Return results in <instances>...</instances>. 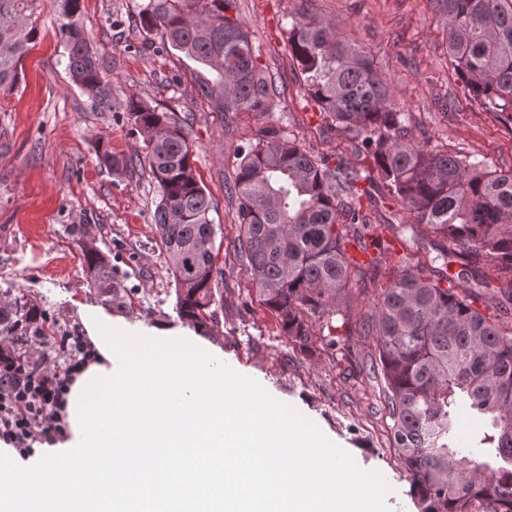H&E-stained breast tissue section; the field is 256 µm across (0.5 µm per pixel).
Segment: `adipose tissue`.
<instances>
[{
  "mask_svg": "<svg viewBox=\"0 0 512 512\" xmlns=\"http://www.w3.org/2000/svg\"><path fill=\"white\" fill-rule=\"evenodd\" d=\"M81 319L98 358L71 385L67 437L27 458L0 440V512H98L104 500L121 505V512H170L173 459L220 461L225 448L246 447L270 433L274 451L255 459L256 470L288 503L313 495L279 460L291 444L314 445L315 433L289 424L281 404L263 399L257 416L225 429L227 399L237 395L238 383L225 376L224 356L212 343L162 331L131 333L113 326L102 310ZM126 448L139 449L137 466L150 488L139 498L125 481H101L122 467Z\"/></svg>",
  "mask_w": 512,
  "mask_h": 512,
  "instance_id": "obj_1",
  "label": "adipose tissue"
}]
</instances>
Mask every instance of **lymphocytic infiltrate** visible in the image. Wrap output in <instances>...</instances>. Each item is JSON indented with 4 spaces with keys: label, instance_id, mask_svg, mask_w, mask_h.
Instances as JSON below:
<instances>
[{
    "label": "lymphocytic infiltrate",
    "instance_id": "f902f5d3",
    "mask_svg": "<svg viewBox=\"0 0 512 512\" xmlns=\"http://www.w3.org/2000/svg\"><path fill=\"white\" fill-rule=\"evenodd\" d=\"M57 344V356H43L30 369L15 368L0 375V440L23 456L32 454L35 444L62 437L60 408L69 379L90 357L79 334L61 336Z\"/></svg>",
    "mask_w": 512,
    "mask_h": 512
}]
</instances>
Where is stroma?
<instances>
[{
    "label": "stroma",
    "mask_w": 512,
    "mask_h": 512,
    "mask_svg": "<svg viewBox=\"0 0 512 512\" xmlns=\"http://www.w3.org/2000/svg\"><path fill=\"white\" fill-rule=\"evenodd\" d=\"M141 2L81 0L80 21L104 62V105L71 81L54 0L39 2L36 40L19 82L0 92V300L24 296L62 333L80 329L90 308L108 310L114 325L130 331L186 329L153 223L160 196L125 104L136 97L175 114L187 124L192 162L214 203L216 262L224 270V304L200 337L223 350L225 373L236 374L246 392L275 399L297 421L313 425L325 446L339 450L348 474L336 489L341 500L368 482L374 490L361 497L363 512H419L393 447L383 376L356 373L360 362L378 357L374 337L359 328L375 312L370 293L352 282L350 335L330 345L325 318L313 317L317 351L301 353L259 304L234 253L238 200L224 185L234 176L241 133L264 126L291 131L313 154L371 167L352 134L329 128L288 54V25L306 8L370 56L391 103L408 113L416 139L507 172L512 123L469 92L448 57L433 0H236L261 63L283 85L275 112L260 118L243 112L228 122L201 95L195 63L141 27ZM105 150L140 162L134 172L114 174L99 163ZM74 224L96 226L93 244L125 287L122 308L107 307L89 287L83 246L70 233Z\"/></svg>",
    "instance_id": "35a3bbf8"
}]
</instances>
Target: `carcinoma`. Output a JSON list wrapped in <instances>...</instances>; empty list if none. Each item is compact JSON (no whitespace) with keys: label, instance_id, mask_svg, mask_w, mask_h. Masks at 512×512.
<instances>
[{"label":"carcinoma","instance_id":"carcinoma-1","mask_svg":"<svg viewBox=\"0 0 512 512\" xmlns=\"http://www.w3.org/2000/svg\"><path fill=\"white\" fill-rule=\"evenodd\" d=\"M37 0H0V92L13 90L36 37L29 19ZM71 80L102 99V63L79 22L81 0H56ZM445 21L448 56L470 92L489 111L512 121V0H435ZM231 0H144L141 25L194 61L202 95L214 110L264 115L278 106L274 75L258 62L245 24L228 15ZM288 50L308 87L338 131L353 130L375 164L387 199L406 208L412 224H375L361 199L370 175L302 148L284 128L261 127L235 148L241 233L234 248L261 304L301 352L315 351L311 318L328 331L351 326L348 286L365 281L380 290L375 336L394 447L410 476L409 494L422 512H512V328L475 303L512 301V170L491 171L411 136L410 118L395 110L385 81L369 58L331 26L301 12L288 27ZM126 111L142 134L150 176L158 188L153 221L175 284L176 312L196 327L223 306L216 266L212 202L191 163L182 122L129 98ZM100 164L115 174L134 159L108 151ZM432 233L439 254L387 267L393 242ZM378 255L357 262L348 247ZM462 269L448 273L455 259ZM91 288L120 304L123 285L97 248L84 249ZM474 280L482 287L466 286ZM37 309L22 298L0 305V336L46 335ZM465 403L490 429L475 458L456 447V406Z\"/></svg>","mask_w":512,"mask_h":512}]
</instances>
